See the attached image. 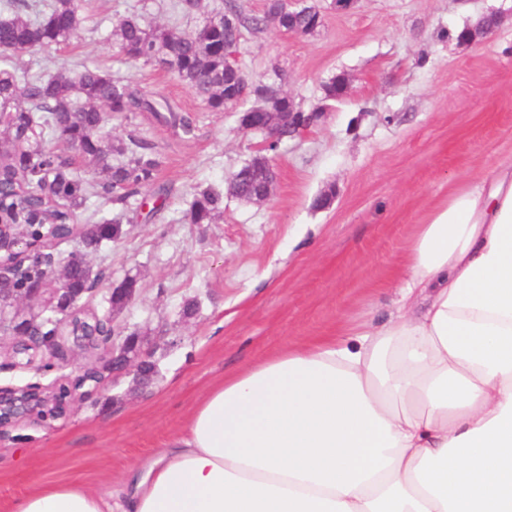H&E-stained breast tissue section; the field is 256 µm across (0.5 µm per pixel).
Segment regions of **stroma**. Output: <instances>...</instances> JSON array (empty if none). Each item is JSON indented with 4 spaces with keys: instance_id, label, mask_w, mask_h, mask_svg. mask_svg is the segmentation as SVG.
I'll return each instance as SVG.
<instances>
[{
    "instance_id": "35a3bbf8",
    "label": "stroma",
    "mask_w": 512,
    "mask_h": 512,
    "mask_svg": "<svg viewBox=\"0 0 512 512\" xmlns=\"http://www.w3.org/2000/svg\"><path fill=\"white\" fill-rule=\"evenodd\" d=\"M177 2L88 0L68 49L18 60L34 72L96 64L188 113L195 128L183 134L149 112L110 116L114 142L145 139L163 164L131 198L123 237L88 254L101 279L83 303L101 311L113 286L134 278L138 293L112 324L143 337L157 375L141 385L134 371H104L67 418L1 435L0 512L39 481L106 488L165 448L224 376L298 343L383 324L430 209L460 180L512 164V0H358L346 13L321 0L319 32L248 29L239 52L250 78L281 79L323 115L270 154L269 201L228 195L213 223H191L197 191L226 187L264 136L242 129L235 110H208L175 73L118 55L111 31L122 17L188 32L224 0H201L186 15ZM491 13L500 17L493 34L457 41ZM339 75L348 94L327 99ZM78 365L11 368L0 348V386L63 382Z\"/></svg>"
}]
</instances>
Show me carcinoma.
I'll return each instance as SVG.
<instances>
[{"label":"carcinoma","instance_id":"cac0c4a2","mask_svg":"<svg viewBox=\"0 0 512 512\" xmlns=\"http://www.w3.org/2000/svg\"><path fill=\"white\" fill-rule=\"evenodd\" d=\"M279 28L296 34L306 29L311 16L288 9V0H267L261 16H248L238 0H224L221 10L208 16L194 31L176 32L152 27L137 15L120 20L112 36L128 60L170 70L186 83L211 111L230 107L224 102V84L234 80L224 70V44L242 37L243 30L259 29L269 17ZM85 0H52L48 10L31 8L26 0H7L0 15V122L9 139L0 145V179L11 189L0 194L4 224H26L33 241L67 235L78 223V214L89 200L103 196L121 207L116 216L78 228L87 250L122 237V223L129 199L152 183L162 164L153 146L131 137L114 144L112 137L89 131L101 126L106 113L152 112L166 124L185 134L194 130L190 115L169 103L158 107L131 83L101 70L83 65L70 75L20 71L13 59L36 50H60L68 46L85 22ZM252 99L261 101L267 112L288 111V96L270 83H260ZM62 141L100 169L102 179L90 181L75 175L72 163L49 147ZM122 160L112 163V155ZM224 208V191L212 187L195 196L190 220L208 224ZM85 257L72 253L66 266L72 287L86 286ZM46 276V270L27 267L0 293L3 305H10L32 281Z\"/></svg>","mask_w":512,"mask_h":512}]
</instances>
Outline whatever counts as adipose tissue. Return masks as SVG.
I'll return each instance as SVG.
<instances>
[{
	"label": "adipose tissue",
	"instance_id": "ef3b65f1",
	"mask_svg": "<svg viewBox=\"0 0 512 512\" xmlns=\"http://www.w3.org/2000/svg\"><path fill=\"white\" fill-rule=\"evenodd\" d=\"M12 512H512V165L429 212L385 323L225 376L109 492Z\"/></svg>",
	"mask_w": 512,
	"mask_h": 512
}]
</instances>
